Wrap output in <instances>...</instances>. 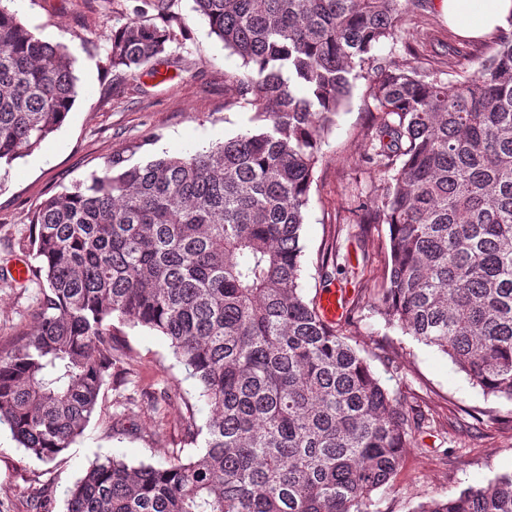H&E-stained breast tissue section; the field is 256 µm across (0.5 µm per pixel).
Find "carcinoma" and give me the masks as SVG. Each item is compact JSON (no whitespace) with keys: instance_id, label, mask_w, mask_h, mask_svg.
<instances>
[{"instance_id":"carcinoma-1","label":"carcinoma","mask_w":512,"mask_h":512,"mask_svg":"<svg viewBox=\"0 0 512 512\" xmlns=\"http://www.w3.org/2000/svg\"><path fill=\"white\" fill-rule=\"evenodd\" d=\"M193 2L251 68L236 87L258 126L186 156L113 155L41 203L23 249L42 298L0 353V426L44 464L76 443L123 378L116 320L168 343L209 416L197 424L184 399L196 455L98 458L67 512H369L425 416L350 343L357 303L330 325L300 286L320 144L366 79V159L389 178L353 222L388 225L390 258L385 286L357 294L512 401V36L472 70L464 47L423 57L401 0ZM386 41L404 63L375 56ZM169 42L167 25L118 20L110 62L140 68ZM79 93L68 48L0 4V161L37 149ZM337 258L333 242L324 281ZM412 512H512V472Z\"/></svg>"}]
</instances>
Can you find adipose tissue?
<instances>
[{
  "label": "adipose tissue",
  "instance_id": "adipose-tissue-1",
  "mask_svg": "<svg viewBox=\"0 0 512 512\" xmlns=\"http://www.w3.org/2000/svg\"><path fill=\"white\" fill-rule=\"evenodd\" d=\"M460 36L477 39L512 24V0H439Z\"/></svg>",
  "mask_w": 512,
  "mask_h": 512
}]
</instances>
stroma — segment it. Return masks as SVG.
<instances>
[{"label":"stroma","instance_id":"stroma-1","mask_svg":"<svg viewBox=\"0 0 512 512\" xmlns=\"http://www.w3.org/2000/svg\"><path fill=\"white\" fill-rule=\"evenodd\" d=\"M144 0H11L9 8L38 37L67 46L76 58L81 93L64 124L32 154L0 166V347L8 348L36 324L40 287L19 286L9 273L16 258L36 265L19 243L32 232L29 217L47 198L101 170L105 158L123 153L143 162L185 155L254 129L253 112L237 96L233 76L245 75L241 58L225 49L193 0H171L179 19L166 53L138 69L112 67L108 53L116 20L139 16ZM434 40L468 46L474 62L495 50L493 40L463 42L431 0H403ZM366 80L352 95L321 144V160L309 192L302 231L300 283L307 297L322 295L318 261L338 241L343 274L334 284L351 289L360 279L382 285L388 250L387 225L368 235L342 226L338 216L356 195L381 192L383 177L364 159V133L371 122ZM351 338L390 391L411 396L431 425L411 439L392 489L375 496L377 512H411L419 502L448 498L512 471V402L485 396L451 360L385 326L362 305ZM126 379L104 386L100 409L83 436L54 462L42 464L0 430V512H33L31 496L42 492L51 512H66V492L99 455L133 464H154L197 451L187 442L182 394L195 393L166 341L145 328L118 326ZM488 414L475 422L472 412Z\"/></svg>","mask_w":512,"mask_h":512}]
</instances>
